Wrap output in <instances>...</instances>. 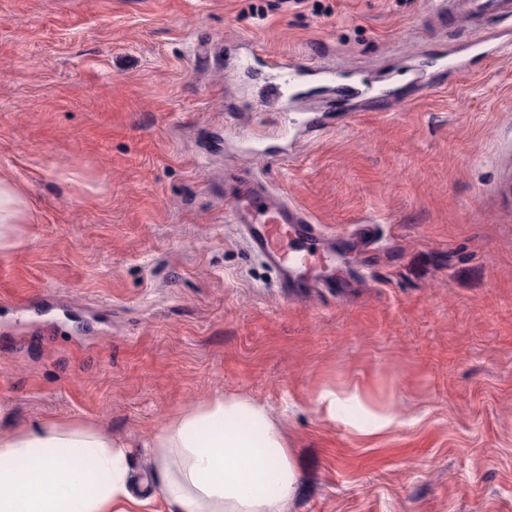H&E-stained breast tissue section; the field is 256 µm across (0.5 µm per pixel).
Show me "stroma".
<instances>
[{
  "label": "stroma",
  "mask_w": 512,
  "mask_h": 512,
  "mask_svg": "<svg viewBox=\"0 0 512 512\" xmlns=\"http://www.w3.org/2000/svg\"><path fill=\"white\" fill-rule=\"evenodd\" d=\"M430 0H0V178L30 203L0 256V432L47 421L144 441L218 393L266 404L288 512H512V53L422 85ZM396 73L386 107L262 154L224 125L295 126L249 51ZM265 179L333 234L350 298L281 293L224 175ZM371 223L373 249L356 247ZM357 389L399 424L317 399Z\"/></svg>",
  "instance_id": "35a3bbf8"
}]
</instances>
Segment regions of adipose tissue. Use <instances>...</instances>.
Returning <instances> with one entry per match:
<instances>
[{
  "mask_svg": "<svg viewBox=\"0 0 512 512\" xmlns=\"http://www.w3.org/2000/svg\"><path fill=\"white\" fill-rule=\"evenodd\" d=\"M29 201L0 178V254L23 239ZM153 498L129 481V444L93 426L48 422L0 434V512H288L292 454L268 408L216 394L151 438Z\"/></svg>",
  "mask_w": 512,
  "mask_h": 512,
  "instance_id": "obj_1",
  "label": "adipose tissue"
}]
</instances>
